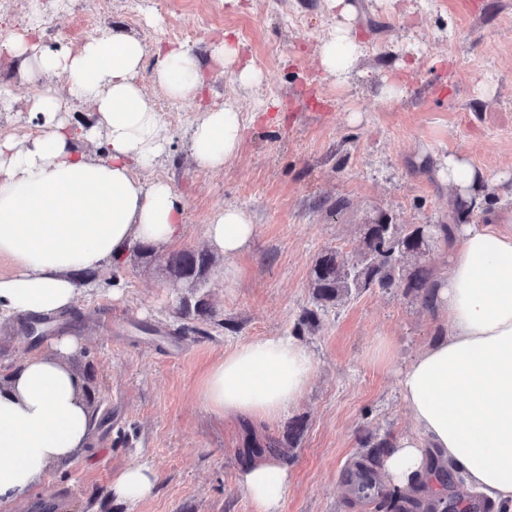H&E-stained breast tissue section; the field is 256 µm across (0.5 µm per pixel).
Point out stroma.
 <instances>
[{"label": "stroma", "mask_w": 512, "mask_h": 512, "mask_svg": "<svg viewBox=\"0 0 512 512\" xmlns=\"http://www.w3.org/2000/svg\"><path fill=\"white\" fill-rule=\"evenodd\" d=\"M341 16L331 0H61L47 10L44 43L75 46L102 29L137 37L146 52L184 46L205 76L201 99L175 100L141 71L137 83L162 120L171 149L143 182L167 181L185 206L178 248L209 250L204 228L227 206L249 211L256 236L224 285L217 259L202 288L168 273L169 247L131 254L119 272L104 270L82 287L60 322L32 337L23 320L0 322V369L33 350L49 352L64 328L79 336L68 365L95 393L91 440L70 463L54 465L44 484L1 505L0 512H257L237 480L246 453L240 420L199 398L204 374L242 343L292 338L312 357L302 396L258 430L281 437L303 422L286 460L280 512H388L359 503L342 482L365 455V437L416 433L399 378L433 340L440 319L403 289H368L316 309L311 268L333 249L356 263L368 224H476L512 230V0H350ZM356 34L360 52L342 77L323 71L322 40L337 26ZM231 37L242 61L263 81L238 83L210 58L211 44ZM0 84L16 108L0 112V134L36 133L23 103L37 88L66 96L64 81L31 75L0 50ZM403 94L388 101L383 88ZM234 102L244 117L241 145L219 170L200 168L189 149L201 109ZM460 153L487 176L482 212L466 213L458 191L439 175ZM121 281L120 298L112 284ZM195 296L212 309L179 334L180 301ZM316 310L302 327L304 311ZM391 343L386 359L373 352ZM136 465L158 482L130 503L112 496L113 477Z\"/></svg>", "instance_id": "35a3bbf8"}]
</instances>
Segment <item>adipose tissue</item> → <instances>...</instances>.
Returning a JSON list of instances; mask_svg holds the SVG:
<instances>
[{
    "mask_svg": "<svg viewBox=\"0 0 512 512\" xmlns=\"http://www.w3.org/2000/svg\"><path fill=\"white\" fill-rule=\"evenodd\" d=\"M46 10L33 0L26 27L6 36L12 55L39 75L66 84L60 98L49 87L32 93L28 113L37 134L24 140L0 135V257L15 271L0 275V315L57 316L69 309L83 275L121 266L132 244L167 245L183 231L184 207L165 180L142 182L169 150L158 112L134 77L145 50L135 37L104 31L78 47L49 46L37 35ZM360 45L349 29L319 47L325 72L352 67ZM153 77L169 97L201 94L198 58L180 46L157 48ZM93 107V124L75 122L70 102ZM243 117L230 102L201 112L192 126L191 152L201 167L216 170L241 143ZM101 140L91 156L78 146ZM442 177L470 211L484 205L485 173L463 155L444 161ZM448 273L438 280L434 304L443 330L402 372L401 393L417 434L399 438L382 460L396 488L421 495L446 489L435 463L450 465L476 491L512 504V234L490 224L451 227ZM251 215L236 207L214 214L204 235L212 248L233 258L252 241ZM74 336L56 337L52 353H35L0 382V505L46 481L54 464L70 462L85 448L92 413L83 382L62 359ZM313 362L305 348L283 337L237 346L200 386L213 411L261 423L277 418L305 390ZM239 483L258 512H278L288 469L278 456L261 454L241 463ZM155 473L127 468L112 479V493L128 502L152 495Z\"/></svg>",
    "mask_w": 512,
    "mask_h": 512,
    "instance_id": "1",
    "label": "adipose tissue"
}]
</instances>
